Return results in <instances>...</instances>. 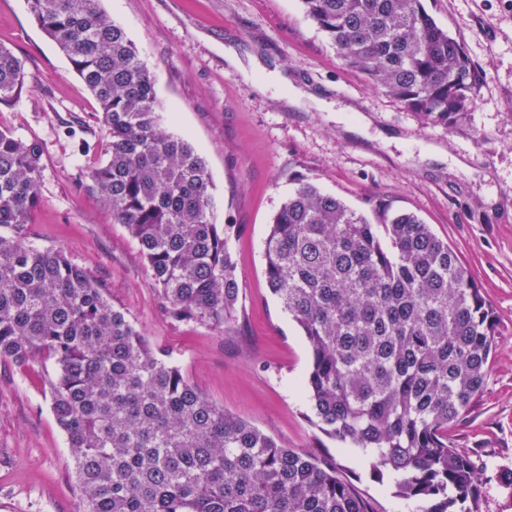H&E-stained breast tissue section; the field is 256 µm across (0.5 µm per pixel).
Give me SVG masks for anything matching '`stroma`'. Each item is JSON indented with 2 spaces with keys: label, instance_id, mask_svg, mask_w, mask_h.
<instances>
[{
  "label": "stroma",
  "instance_id": "obj_1",
  "mask_svg": "<svg viewBox=\"0 0 512 512\" xmlns=\"http://www.w3.org/2000/svg\"><path fill=\"white\" fill-rule=\"evenodd\" d=\"M481 74L475 105L452 128L428 126L346 66L301 0H100L154 74L169 131L196 145L213 183L215 220L233 224L240 315L217 331L163 312L136 241L113 223L83 173L106 129L67 58L28 12L0 0V46L25 65L19 104L0 128L43 145L39 205L28 242L62 249L100 280L151 344L169 349L191 383L225 411L298 452L336 461L377 512H416L373 482L314 424L301 381L308 343L264 275L269 226L307 179L379 222L418 215L472 274L499 319L482 392L449 430L480 474L481 512H512V0H423ZM239 59L230 65L225 46ZM40 360L0 362V512H77L66 438Z\"/></svg>",
  "mask_w": 512,
  "mask_h": 512
}]
</instances>
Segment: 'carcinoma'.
Listing matches in <instances>:
<instances>
[{"label":"carcinoma","mask_w":512,"mask_h":512,"mask_svg":"<svg viewBox=\"0 0 512 512\" xmlns=\"http://www.w3.org/2000/svg\"><path fill=\"white\" fill-rule=\"evenodd\" d=\"M339 58L430 126L474 104L479 74L422 0H302ZM99 107L88 177L138 243L175 325L238 316L234 224L213 217L201 151L161 125L156 80L99 0H27ZM25 90L0 46V103ZM43 146L0 130V360L51 363L44 385L81 491L78 512H374L336 462L299 453L206 398L103 285L24 228ZM265 276L307 339L319 430L420 512H480L479 474L448 429L482 389L497 318L448 243L416 215L371 223L302 179L270 224Z\"/></svg>","instance_id":"cac0c4a2"}]
</instances>
